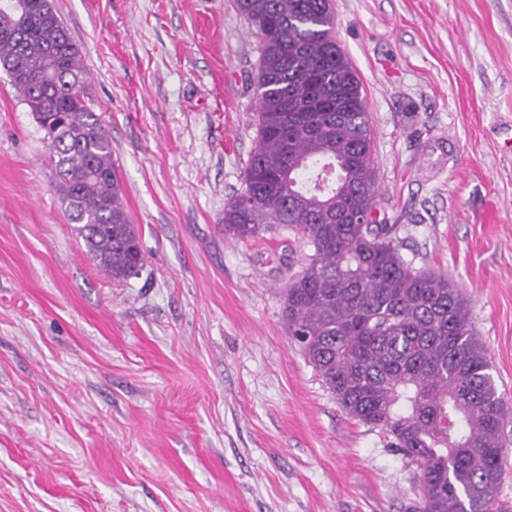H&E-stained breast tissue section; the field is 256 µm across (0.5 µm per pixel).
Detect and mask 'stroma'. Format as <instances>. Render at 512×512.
<instances>
[{"instance_id": "obj_1", "label": "stroma", "mask_w": 512, "mask_h": 512, "mask_svg": "<svg viewBox=\"0 0 512 512\" xmlns=\"http://www.w3.org/2000/svg\"><path fill=\"white\" fill-rule=\"evenodd\" d=\"M112 139L145 265L67 218L0 70V512H413L417 468L348 417L282 319L312 253L226 238L257 121L236 0H52ZM374 131V217L448 275L505 397L512 506V0H331Z\"/></svg>"}]
</instances>
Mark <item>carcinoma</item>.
I'll return each instance as SVG.
<instances>
[{
  "instance_id": "carcinoma-1",
  "label": "carcinoma",
  "mask_w": 512,
  "mask_h": 512,
  "mask_svg": "<svg viewBox=\"0 0 512 512\" xmlns=\"http://www.w3.org/2000/svg\"><path fill=\"white\" fill-rule=\"evenodd\" d=\"M260 40L258 121L224 236L289 227L313 248L284 289L291 339L351 418L417 466L416 512H508L505 400L464 291L418 271L373 218L378 187L362 83L330 0H236ZM0 68L45 131L69 223L116 282L145 256L79 47L51 0H0Z\"/></svg>"
}]
</instances>
